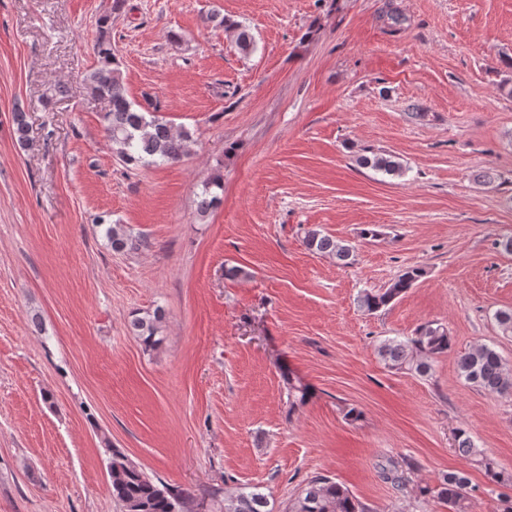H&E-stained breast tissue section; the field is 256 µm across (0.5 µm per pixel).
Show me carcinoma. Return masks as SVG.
<instances>
[{
  "label": "carcinoma",
  "mask_w": 512,
  "mask_h": 512,
  "mask_svg": "<svg viewBox=\"0 0 512 512\" xmlns=\"http://www.w3.org/2000/svg\"><path fill=\"white\" fill-rule=\"evenodd\" d=\"M208 21L235 33L240 54L249 56L257 50L255 36L247 27L218 13L210 14ZM98 26L99 36L93 45L96 64L86 77V86L92 96L108 103L104 113L105 130L121 160L126 164L143 166L182 161L189 154L192 133L185 128L174 130L149 110L135 107L127 97L117 49L107 35V30L112 28V17H102ZM357 163L388 175L403 173L401 163L391 155H362L357 158ZM214 187L220 189L222 184L217 180L205 184L197 206L198 215L207 214L218 202L217 194L212 191ZM107 235L115 251L137 248L132 238L124 236L115 227L108 228ZM305 245L313 252L335 257L342 265L349 264L353 253L350 245L318 230L307 232ZM423 275L422 268L407 267L388 287L363 290L358 296V306L369 314L376 313L405 294ZM162 318V310L157 309L151 315L136 317L131 321L132 329L145 346L152 348L160 344ZM376 350L388 368L429 378L432 376L433 360L452 350V338L443 323L432 320L418 325L409 336L382 340ZM457 370L459 377L469 385L492 394H512V368L491 346L477 345L459 355ZM107 450L111 454V493L120 505L121 512H183L186 499L184 491L153 480L119 449L109 445ZM455 450L465 461L484 469L492 483L512 489V472L498 468L494 459L474 443L470 431L465 427L455 431ZM415 470V463L403 457L389 461V465L381 468L380 475L390 482L395 491L402 492L407 489ZM416 490L418 496L434 499L448 507V512H469L473 488L464 470L443 472L435 486L418 485ZM220 512L272 510L268 509L267 497L254 488L225 494ZM288 512H370V509L345 484L318 474L311 477L291 500Z\"/></svg>",
  "instance_id": "cac0c4a2"
}]
</instances>
